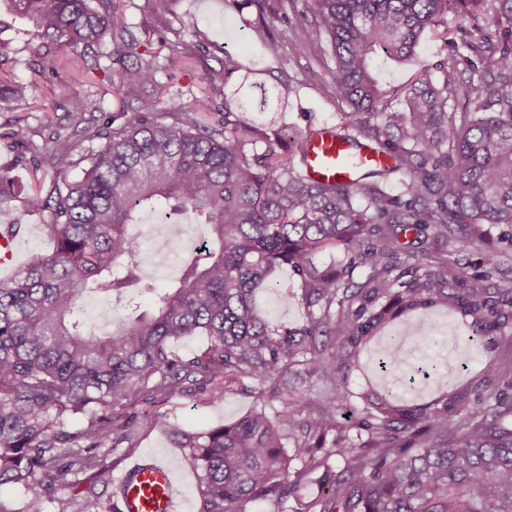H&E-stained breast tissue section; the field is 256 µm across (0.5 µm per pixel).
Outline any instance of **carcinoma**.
I'll return each instance as SVG.
<instances>
[{
	"label": "carcinoma",
	"instance_id": "obj_1",
	"mask_svg": "<svg viewBox=\"0 0 512 512\" xmlns=\"http://www.w3.org/2000/svg\"><path fill=\"white\" fill-rule=\"evenodd\" d=\"M34 23L38 53L56 74L57 53L78 49L90 70L134 55L140 41L112 0H10ZM257 9L255 31L270 56L296 61L323 48L333 65L306 80L331 89L334 126L288 133L244 120L229 104L209 123V101L171 96L162 112L144 104L123 126L71 117L83 140L55 131L37 145L17 123L13 137L51 174L28 196L48 213L52 254L0 280V487L15 486L23 507L0 512H120L118 491L79 497L84 483L112 484L120 459L155 427L160 409L190 395L204 405L228 395L251 400L230 424L192 432L171 426L179 462L196 477V512H512V356L494 354L512 334V286L493 266L472 273L451 257L409 263L431 238L477 248L492 229L512 227V0H305L310 20L288 40L264 15L289 24L296 0H224L239 15ZM458 21L447 58L425 65L421 38ZM167 54L119 71L113 92L163 89L159 75L207 52L203 41L160 42ZM414 70L403 108L384 101L374 59ZM467 76L468 107L448 109V76ZM234 94L256 73L224 58ZM27 85L0 68V110H13ZM380 157L352 182L314 181L308 144L326 131ZM80 169L75 177L69 171ZM205 225L209 239L183 263L155 308H131L132 289L153 292L128 227L146 212ZM413 232L409 241L401 240ZM287 267L300 281L303 320L275 324L256 292ZM103 294L115 310L104 335L78 308ZM451 306L470 321L490 354L482 382L494 388L487 416L465 413L476 389L414 403L391 389L429 343L430 318ZM409 313L423 331L381 362L383 392L356 396L351 374L361 350ZM206 339L201 348L174 343ZM307 379L301 390L288 373ZM63 489L67 498L57 497Z\"/></svg>",
	"mask_w": 512,
	"mask_h": 512
}]
</instances>
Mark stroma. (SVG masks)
Listing matches in <instances>:
<instances>
[{
    "mask_svg": "<svg viewBox=\"0 0 512 512\" xmlns=\"http://www.w3.org/2000/svg\"><path fill=\"white\" fill-rule=\"evenodd\" d=\"M124 12L129 24H148L152 29L149 41L140 43L141 54L156 52L160 39L193 42L205 39L209 44L208 53L171 66L167 84L168 93L193 90L206 93L214 111L224 109V60L233 58L245 68L261 72L267 85L282 81L294 84L296 92L288 100L285 109L279 112H265L260 107V89L248 91L244 97L247 116L258 123L276 122L277 126L293 129L305 126L307 120L332 125L336 122L338 106L331 93L323 86L307 82L306 69H320L323 65L320 52H313L299 61L277 62L268 58L250 25L255 19V10H245L243 15L228 14L224 11V0H124ZM0 43L6 47L4 58L6 69L12 70L18 81L26 83L28 90L17 109L0 112V174H8L16 185L31 187L36 162L31 152L15 156L9 151L10 134L18 118L41 134L58 130L72 134L73 128L67 118L82 101L97 103L105 112L113 127L123 125L125 118L121 104L109 94L111 73L93 71L82 78H73L71 71H60L54 79L52 91L32 87V63L36 60L32 38L34 27L31 22L13 14L9 0H0ZM46 214L26 211L23 197L0 203V224H21L25 227L23 262L52 252L54 240L45 224ZM160 217L147 213L141 223L130 226L129 231L144 246L146 261L143 271L155 286L154 292L142 294L138 303L141 309H150L156 300V290L166 288L178 277L179 264L171 263L169 254L156 252L153 248L158 236L153 230ZM256 305L260 312L276 322L294 323L302 319L304 307L300 298V283L290 269L281 270L273 287L260 289L256 294ZM436 326L445 329L455 339L452 356L463 362V369L435 376L425 388L416 392L415 397L427 401L441 392L460 391L475 385L478 374L487 357L479 348L468 342L469 325L459 312L441 307L433 316ZM413 317L397 320L386 328L361 355V368L352 376L353 390H362L366 385H380L381 376L377 371L380 353L389 348L390 339L403 333L413 324ZM250 406L248 399L229 396L221 403L203 406L195 398L184 396L169 407V419L181 428L203 431L219 423L232 422L244 415Z\"/></svg>",
    "mask_w": 512,
    "mask_h": 512,
    "instance_id": "1",
    "label": "stroma"
}]
</instances>
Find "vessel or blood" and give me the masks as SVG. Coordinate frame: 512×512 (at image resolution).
<instances>
[{"label": "vessel or blood", "mask_w": 512, "mask_h": 512, "mask_svg": "<svg viewBox=\"0 0 512 512\" xmlns=\"http://www.w3.org/2000/svg\"><path fill=\"white\" fill-rule=\"evenodd\" d=\"M371 160V155L366 153L350 154L346 144L326 136L311 142L308 172L317 179L348 182ZM172 479L171 468L163 462L146 460L135 464L120 480L124 512H178L170 491Z\"/></svg>", "instance_id": "vessel-or-blood-1"}]
</instances>
